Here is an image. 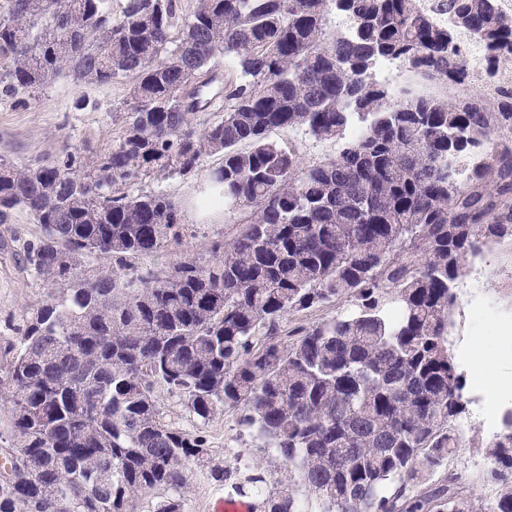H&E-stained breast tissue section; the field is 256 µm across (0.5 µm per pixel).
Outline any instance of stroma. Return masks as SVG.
Wrapping results in <instances>:
<instances>
[{
	"label": "stroma",
	"mask_w": 512,
	"mask_h": 512,
	"mask_svg": "<svg viewBox=\"0 0 512 512\" xmlns=\"http://www.w3.org/2000/svg\"><path fill=\"white\" fill-rule=\"evenodd\" d=\"M135 82V76L125 75L106 83H78L64 73L30 92L0 91V156L25 165L67 150L88 155L116 143ZM270 138L294 149L305 166L334 157L338 149L336 142L302 130H276ZM220 162L217 155L206 158L198 175L186 180L156 177L138 183V190L176 197L185 226L181 247L143 257L139 269L165 271L181 258L205 257L211 242L235 236L239 215H207L195 205L210 168ZM456 292L450 343L467 377L468 405L456 424L463 446L449 456L446 471L464 474L469 493L484 500L495 495L496 486L477 465L484 457L482 443L498 431L501 413L512 408V241L502 240L483 256L469 259ZM46 293L14 261L0 258V335L7 334L9 324L19 322ZM155 399L166 423L190 432L203 430L213 463L225 466L240 455L259 466L270 483L286 481V471L270 467V450L241 432L237 411L224 410L203 424L167 390L157 389ZM226 495L223 484L213 481L207 468L189 466L183 512H210Z\"/></svg>",
	"instance_id": "1"
}]
</instances>
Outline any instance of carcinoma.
<instances>
[{
	"instance_id": "cac0c4a2",
	"label": "carcinoma",
	"mask_w": 512,
	"mask_h": 512,
	"mask_svg": "<svg viewBox=\"0 0 512 512\" xmlns=\"http://www.w3.org/2000/svg\"><path fill=\"white\" fill-rule=\"evenodd\" d=\"M0 83L39 88L134 74L123 135L90 157L19 166L0 157V224L16 209L42 234L0 254L50 288L0 336L9 440L38 479L0 490V512H183L201 432L165 424L155 390L203 423L226 409L288 468V488L250 464L210 476L256 512H512V408L484 443L498 487L485 502L441 477L462 447L466 376L451 350L467 257L512 240V83L495 100L425 96L378 82L385 59L462 85L469 35L494 78L512 63L501 0H6ZM347 26L329 30L331 12ZM222 56L224 116L193 126ZM303 128L341 142L303 166L268 133ZM222 162L198 205L247 217L205 260L128 277L130 261L179 243L181 207L130 193ZM95 257L96 267L85 259ZM350 302L282 334L290 313Z\"/></svg>"
}]
</instances>
